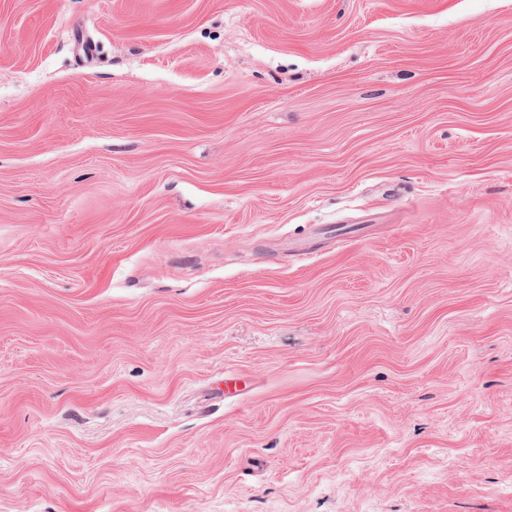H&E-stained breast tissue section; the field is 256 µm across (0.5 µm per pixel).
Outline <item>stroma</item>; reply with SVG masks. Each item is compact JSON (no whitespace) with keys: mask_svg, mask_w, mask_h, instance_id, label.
I'll return each instance as SVG.
<instances>
[{"mask_svg":"<svg viewBox=\"0 0 512 512\" xmlns=\"http://www.w3.org/2000/svg\"><path fill=\"white\" fill-rule=\"evenodd\" d=\"M0 512H512V0H0Z\"/></svg>","mask_w":512,"mask_h":512,"instance_id":"obj_1","label":"stroma"}]
</instances>
